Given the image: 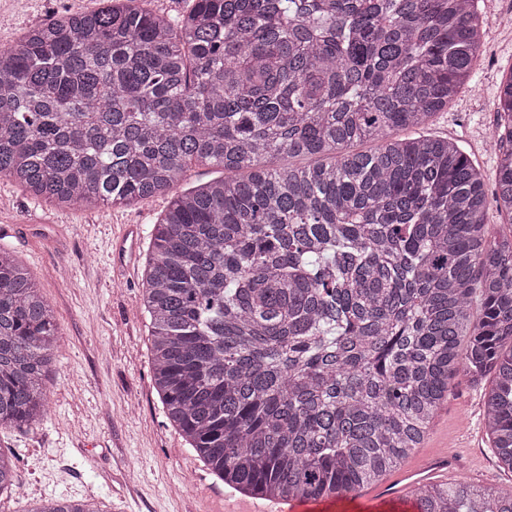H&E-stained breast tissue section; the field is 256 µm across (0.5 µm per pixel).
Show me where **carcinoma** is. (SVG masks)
<instances>
[{"instance_id": "carcinoma-1", "label": "carcinoma", "mask_w": 512, "mask_h": 512, "mask_svg": "<svg viewBox=\"0 0 512 512\" xmlns=\"http://www.w3.org/2000/svg\"><path fill=\"white\" fill-rule=\"evenodd\" d=\"M476 0H194L166 18L107 0L0 49V176L34 197L134 206L151 230L142 303L170 424L246 496H349L421 445L462 378L512 472V76L495 192L424 128L480 66ZM367 151L346 147L363 143ZM319 156L313 165L286 157ZM193 163L224 178L179 193ZM61 328L0 249V428L35 429ZM0 451V494L15 460ZM419 512H512L466 480ZM22 512H102L42 499Z\"/></svg>"}]
</instances>
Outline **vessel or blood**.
<instances>
[{"label":"vessel or blood","mask_w":512,"mask_h":512,"mask_svg":"<svg viewBox=\"0 0 512 512\" xmlns=\"http://www.w3.org/2000/svg\"><path fill=\"white\" fill-rule=\"evenodd\" d=\"M448 462L447 452L441 451L421 464L404 468L396 480L381 484L369 495L355 498L356 512H417L416 498L405 495V488L417 487L447 473ZM341 508L334 498L285 501L254 497L242 501L238 512H340Z\"/></svg>","instance_id":"1"}]
</instances>
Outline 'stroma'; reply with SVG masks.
<instances>
[{"mask_svg": "<svg viewBox=\"0 0 512 512\" xmlns=\"http://www.w3.org/2000/svg\"><path fill=\"white\" fill-rule=\"evenodd\" d=\"M99 5L0 0L12 12L0 26V45L18 43L56 13ZM477 9L488 21L483 62L428 130L458 141L489 179L496 166L487 138L495 95L512 73V25L503 22L512 16V0H479ZM168 205V198L157 197L136 206L58 208L0 178V248L28 269L62 329L43 424L0 429V451L19 458L16 486L0 496V512L43 497L89 499L101 512H224L228 486L169 423L152 381L142 280L151 229ZM129 224L141 228L136 247L115 258L112 245ZM481 394L456 381L414 456L459 451L472 463L473 484L506 495L512 473L489 460Z\"/></svg>", "mask_w": 512, "mask_h": 512, "instance_id": "1", "label": "stroma"}]
</instances>
